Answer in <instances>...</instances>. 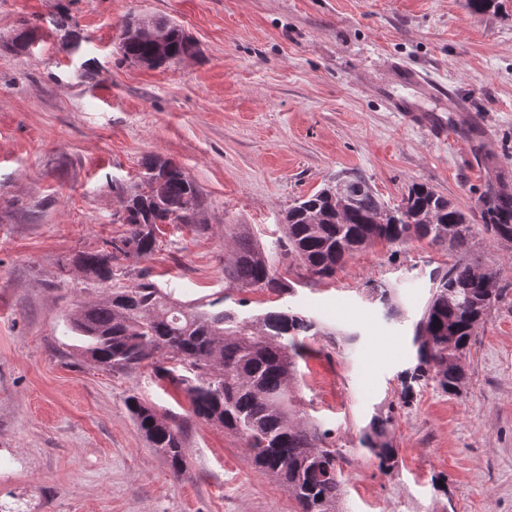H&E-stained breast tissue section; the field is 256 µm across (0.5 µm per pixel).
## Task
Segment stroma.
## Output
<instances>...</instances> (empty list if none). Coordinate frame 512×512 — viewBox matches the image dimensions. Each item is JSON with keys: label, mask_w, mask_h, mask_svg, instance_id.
Instances as JSON below:
<instances>
[{"label": "stroma", "mask_w": 512, "mask_h": 512, "mask_svg": "<svg viewBox=\"0 0 512 512\" xmlns=\"http://www.w3.org/2000/svg\"><path fill=\"white\" fill-rule=\"evenodd\" d=\"M60 5L77 37L67 50ZM144 17L181 25L196 54L123 60L120 27ZM32 26L29 49H4ZM402 65L452 83L458 101L406 90L426 120H404L387 105ZM430 119L446 141H432ZM150 155L199 186L197 221L162 225L153 255L91 284L73 258L123 233L112 183H134ZM348 174L392 205L423 183L475 214L489 187L512 191V0L481 14L467 0H0V512H300L184 393L147 367L102 369L70 336L74 306L130 284L133 269L182 300L221 295L243 317L289 309L319 322L290 395L338 452L337 512H512V242L473 226L470 258L498 271L500 296L457 396L405 381L429 274L453 262L428 241L375 243L322 281L279 259L293 284L281 295L224 277L227 225L278 252L288 207ZM371 280L396 287L399 315L371 300ZM132 394L182 426L181 473L149 447ZM387 411L388 475L362 444Z\"/></svg>", "instance_id": "obj_1"}]
</instances>
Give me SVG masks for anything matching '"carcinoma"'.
Returning a JSON list of instances; mask_svg holds the SVG:
<instances>
[{"mask_svg": "<svg viewBox=\"0 0 512 512\" xmlns=\"http://www.w3.org/2000/svg\"><path fill=\"white\" fill-rule=\"evenodd\" d=\"M55 27L62 46L71 47L70 13L57 7ZM149 23L169 34L165 56L171 63L196 53L195 42L176 25L159 19ZM127 21L120 34L122 58L157 67L152 41L133 31ZM125 198L114 223L125 226L118 237L81 251L75 264L87 281L113 279L119 261L154 253L163 224H194L201 204L197 184L173 162L149 157L142 162L138 184L112 182ZM479 217L487 234L512 240V193L488 192ZM224 274L242 288L284 293L290 285L274 270L275 259L242 230L230 233ZM427 239L451 250L457 259L445 272L430 274L432 296L416 324L413 344L418 364L410 379L428 375L450 395H458L468 374L457 363L469 346L497 295H489L469 253L472 219L448 198L423 183L412 184L401 203L390 207L366 179H336L297 200L285 215L286 253L299 259L310 278L329 279L354 253L376 241L405 244ZM369 293L392 315L398 314L393 289L369 282ZM82 347L103 367L132 371L151 365L181 390L192 414L235 434L254 467L280 482L295 498L300 512H336L340 495L336 450L327 433L308 425L291 408L288 395L301 336L319 333L311 319L285 310H268L252 321L224 308V297L207 302L180 301L141 271L130 285L112 289L101 301L81 303L67 320ZM127 409L151 448L177 473L186 464L181 428L161 417L136 395ZM391 415L372 418L363 444L391 472L396 448L387 433Z\"/></svg>", "mask_w": 512, "mask_h": 512, "instance_id": "1", "label": "carcinoma"}]
</instances>
